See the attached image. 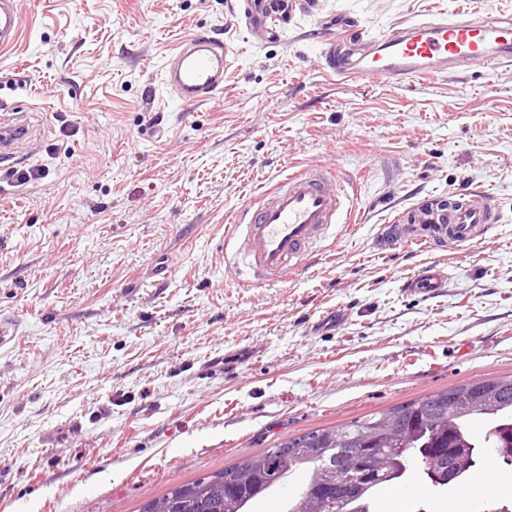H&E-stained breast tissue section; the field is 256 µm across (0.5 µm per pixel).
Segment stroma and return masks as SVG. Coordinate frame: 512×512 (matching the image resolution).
<instances>
[{
	"instance_id": "35a3bbf8",
	"label": "stroma",
	"mask_w": 512,
	"mask_h": 512,
	"mask_svg": "<svg viewBox=\"0 0 512 512\" xmlns=\"http://www.w3.org/2000/svg\"><path fill=\"white\" fill-rule=\"evenodd\" d=\"M276 26L247 0H21L0 50V512H139L279 438L512 374V65L403 86L321 67L329 21L364 36L512 0H310ZM228 49L222 104L185 107L163 67L185 32ZM355 185L285 282L224 241L298 166ZM485 190L499 222L457 248L383 226ZM445 291L405 293L426 266Z\"/></svg>"
}]
</instances>
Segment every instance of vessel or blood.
<instances>
[{
	"label": "vessel or blood",
	"instance_id": "vessel-or-blood-1",
	"mask_svg": "<svg viewBox=\"0 0 512 512\" xmlns=\"http://www.w3.org/2000/svg\"><path fill=\"white\" fill-rule=\"evenodd\" d=\"M259 16L278 21L293 17L294 0H254ZM22 27L18 0H0V47L13 44ZM346 36L329 37L321 58L344 79H376L399 85L418 77L445 76L474 64L495 69L512 62V18L460 13L454 19L419 20L395 27L374 40L365 53L347 55ZM226 48L223 40L204 31L185 34L169 55L163 81L187 105L219 102L224 93ZM349 197L334 169L306 164L282 182L265 189L260 203L237 216L234 230L237 253L256 281H285L310 262L314 244L321 240ZM487 193L459 202L448 221L431 226L432 241L455 245L484 236L497 216ZM448 275L425 266L407 277L409 291L429 296L443 288ZM494 457H486L469 483L479 497L498 495L493 478Z\"/></svg>",
	"mask_w": 512,
	"mask_h": 512
}]
</instances>
